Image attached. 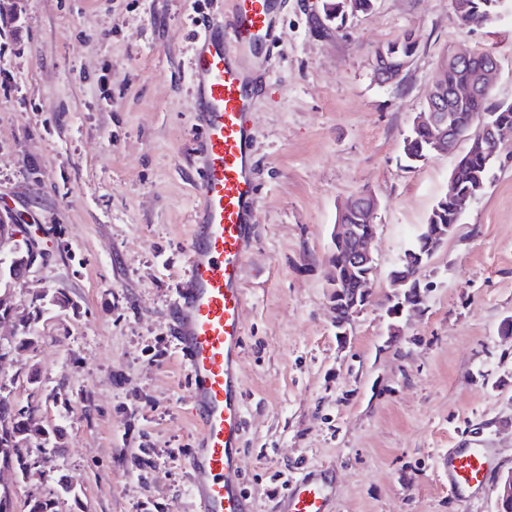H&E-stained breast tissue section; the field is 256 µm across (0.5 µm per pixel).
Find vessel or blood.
Here are the masks:
<instances>
[{"mask_svg": "<svg viewBox=\"0 0 512 512\" xmlns=\"http://www.w3.org/2000/svg\"><path fill=\"white\" fill-rule=\"evenodd\" d=\"M273 13V0H231L229 13L208 21L193 41L198 204L187 240L188 270L175 290L170 329L198 426L186 462L194 512H254L240 460L246 432L241 354L244 269L257 233L259 193L253 86L236 51L270 34ZM445 472L449 494L483 490L490 451L449 449ZM335 510L327 466L295 473L277 496V512Z\"/></svg>", "mask_w": 512, "mask_h": 512, "instance_id": "obj_1", "label": "vessel or blood"}]
</instances>
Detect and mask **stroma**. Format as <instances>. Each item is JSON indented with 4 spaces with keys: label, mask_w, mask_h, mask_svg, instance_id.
<instances>
[{
    "label": "stroma",
    "mask_w": 512,
    "mask_h": 512,
    "mask_svg": "<svg viewBox=\"0 0 512 512\" xmlns=\"http://www.w3.org/2000/svg\"><path fill=\"white\" fill-rule=\"evenodd\" d=\"M17 43L0 52V206L28 215L52 253L16 288L14 322L38 345L0 366L26 401L29 374L58 444L36 442L17 502L74 492L56 512H191L197 439L168 330L196 199L192 38L226 0H0ZM412 34L404 79H372L375 48ZM484 50L512 103V0L496 26L461 24L452 0H373L327 19L322 0H278L262 43L238 50L253 102L257 238L245 272V489L276 512L272 481L332 465L337 512H494V491L448 495L439 463L462 445L512 469V151L423 269L420 310L394 315L390 273L445 195L458 157L407 168L410 133L442 56ZM380 200L369 301L345 332L326 277L336 212ZM64 302H55V295ZM153 467L138 470L142 450Z\"/></svg>",
    "instance_id": "1"
}]
</instances>
